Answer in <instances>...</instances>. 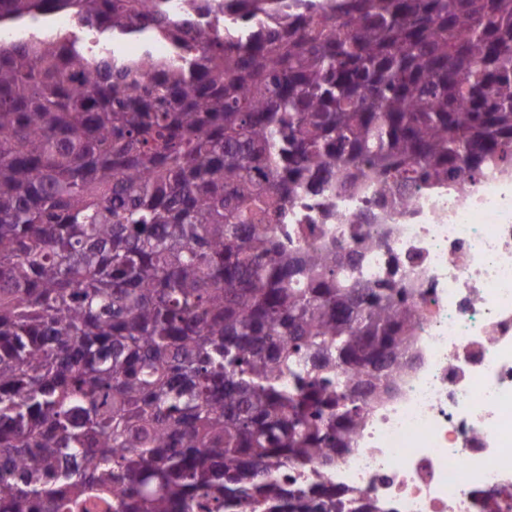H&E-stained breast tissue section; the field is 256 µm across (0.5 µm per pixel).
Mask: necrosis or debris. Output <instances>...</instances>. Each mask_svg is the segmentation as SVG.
I'll return each mask as SVG.
<instances>
[{
	"label": "necrosis or debris",
	"mask_w": 512,
	"mask_h": 512,
	"mask_svg": "<svg viewBox=\"0 0 512 512\" xmlns=\"http://www.w3.org/2000/svg\"><path fill=\"white\" fill-rule=\"evenodd\" d=\"M376 192L368 182L337 194L327 220L308 200L275 232L294 252L378 237L351 273L413 291L411 358L334 467L281 479L336 488L345 512H512V173L406 191L385 210L369 205Z\"/></svg>",
	"instance_id": "obj_1"
}]
</instances>
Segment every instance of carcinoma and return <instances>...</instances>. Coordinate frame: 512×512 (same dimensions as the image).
<instances>
[{"mask_svg":"<svg viewBox=\"0 0 512 512\" xmlns=\"http://www.w3.org/2000/svg\"><path fill=\"white\" fill-rule=\"evenodd\" d=\"M0 0V512H342L275 471L349 447L405 288L288 252L304 197L512 170V0ZM335 370L351 381H333Z\"/></svg>","mask_w":512,"mask_h":512,"instance_id":"cac0c4a2","label":"carcinoma"}]
</instances>
